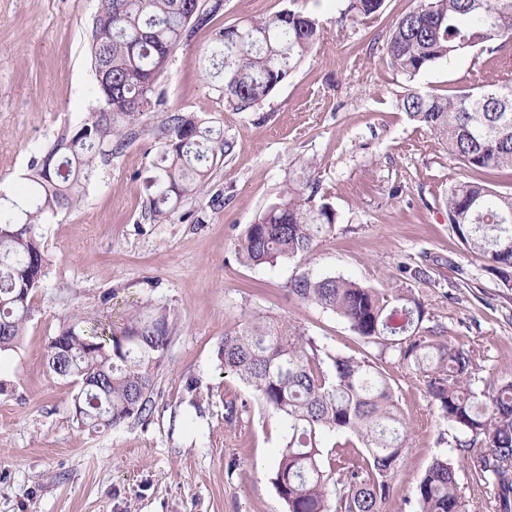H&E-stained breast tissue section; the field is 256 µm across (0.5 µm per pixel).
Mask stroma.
<instances>
[{
  "instance_id": "stroma-1",
  "label": "stroma",
  "mask_w": 512,
  "mask_h": 512,
  "mask_svg": "<svg viewBox=\"0 0 512 512\" xmlns=\"http://www.w3.org/2000/svg\"><path fill=\"white\" fill-rule=\"evenodd\" d=\"M420 0H384L363 25L340 19L343 0H224L170 57L157 80L167 109L191 112L233 150L213 167L202 196L184 200L166 223L145 220L161 147L141 136L102 167L80 204L42 225L49 265L32 299L17 352L0 355V512H286L273 484L283 423L250 387L224 374L225 334L254 314L283 318L321 351L375 357L333 312L288 293L292 280L343 276L383 288L400 265L428 323L482 360L486 389L512 379V289L451 230L450 185L476 180L512 192V172H475L398 107L405 82L384 43ZM98 0H0V195L13 197L34 156L97 106L89 35ZM317 18L324 40L261 103L224 106L208 73L218 31L286 9ZM490 55L452 58L415 84L441 95L467 87ZM315 178L337 214L305 259L240 262L234 244L289 181ZM162 306L170 344L154 411L141 422L98 432L73 418L74 384L52 375L46 346L72 316L129 305ZM383 367L411 428L388 512H413L418 479L453 446L418 378L393 355ZM196 379L189 392L186 382ZM242 403L225 417L224 400Z\"/></svg>"
}]
</instances>
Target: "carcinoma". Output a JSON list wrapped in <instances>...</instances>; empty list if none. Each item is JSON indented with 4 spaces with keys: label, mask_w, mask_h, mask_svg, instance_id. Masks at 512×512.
Here are the masks:
<instances>
[{
    "label": "carcinoma",
    "mask_w": 512,
    "mask_h": 512,
    "mask_svg": "<svg viewBox=\"0 0 512 512\" xmlns=\"http://www.w3.org/2000/svg\"><path fill=\"white\" fill-rule=\"evenodd\" d=\"M382 5L348 0L343 18L364 24ZM204 21L200 0H98L89 57L101 106L33 159L17 199L0 204V353L18 348L45 276L40 225L81 201L98 163L151 131L163 149L148 216L164 222L203 192L213 163L230 150L191 112L164 111L151 129L143 122L162 105L156 81L173 50ZM321 35L317 19L291 9L218 32L210 57L224 106L244 112L257 105ZM384 50L409 83L474 50L493 54L500 71L512 73V0H421L396 22ZM400 107L467 168L512 170V77L453 95L410 86ZM317 189L314 179L286 186L238 238L237 258L253 266L306 258L336 223L335 210L316 201ZM445 209L467 248L512 288V193L459 181L448 188ZM288 294L339 315L379 349L377 360L389 352L397 357L422 378L437 417L457 432L456 456L433 458L420 477L415 512H458L467 494L491 499L493 512H512V380L477 391L482 366L475 351L423 326L424 303L396 282L373 288L341 276H302ZM120 320L112 322L110 313L73 317L47 344L50 373L79 384L73 414L81 429L117 428L152 413L170 342L166 309L136 308ZM219 356L224 371L248 384L284 424L273 483L288 512H386L409 432L377 360L329 354L328 373L312 338L285 320L257 316L224 335ZM333 434L356 437L364 451L324 446Z\"/></svg>",
    "instance_id": "cac0c4a2"
}]
</instances>
